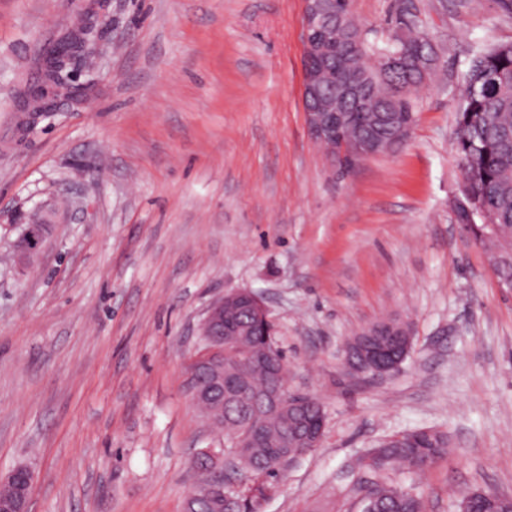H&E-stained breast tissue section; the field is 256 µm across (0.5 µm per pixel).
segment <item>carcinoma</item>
<instances>
[{
  "instance_id": "obj_1",
  "label": "carcinoma",
  "mask_w": 512,
  "mask_h": 512,
  "mask_svg": "<svg viewBox=\"0 0 512 512\" xmlns=\"http://www.w3.org/2000/svg\"><path fill=\"white\" fill-rule=\"evenodd\" d=\"M463 92L456 112V149L459 160L470 162L460 199L479 202L499 231L500 246L512 247V44L477 49L461 74ZM398 121L415 122L411 96L397 106ZM336 129V142L369 138L378 127V113L353 112L345 107ZM224 323L237 329L224 337V369L228 382L244 388L224 395V434L229 469L224 474V509L227 512H260L282 479L286 455H305L307 450L290 434L294 417L284 410L257 413L255 399L269 386L270 378L259 359L282 356L275 337L257 335L256 318L244 304L224 307ZM257 429L263 447L238 448L245 430ZM448 448V436L419 428L395 434L360 458L353 473V498H361V512H424L415 484L394 483L389 474L412 477L435 463Z\"/></svg>"
}]
</instances>
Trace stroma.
Masks as SVG:
<instances>
[{
  "label": "stroma",
  "instance_id": "obj_1",
  "mask_svg": "<svg viewBox=\"0 0 512 512\" xmlns=\"http://www.w3.org/2000/svg\"><path fill=\"white\" fill-rule=\"evenodd\" d=\"M438 55L410 137L344 169L302 102V0H0V475L34 474L33 512H184L196 453L221 449L186 391L225 293L263 300L288 388L322 401L320 445L264 512H347L352 469L386 436L449 447L415 484L425 512L512 495V290L462 230L458 84L512 42L493 0H352L370 42L397 7ZM96 87L30 123L33 59L86 13ZM49 230L16 245L29 217ZM413 329L401 369L359 380L347 340Z\"/></svg>",
  "mask_w": 512,
  "mask_h": 512
}]
</instances>
